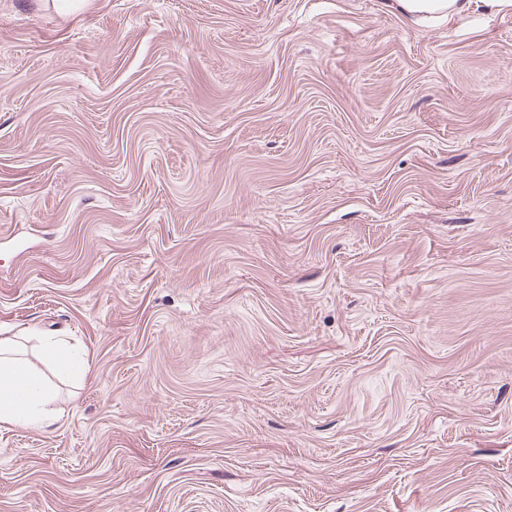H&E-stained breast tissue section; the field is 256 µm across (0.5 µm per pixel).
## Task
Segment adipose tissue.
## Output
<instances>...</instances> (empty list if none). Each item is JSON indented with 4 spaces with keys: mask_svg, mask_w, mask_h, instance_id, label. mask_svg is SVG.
Wrapping results in <instances>:
<instances>
[{
    "mask_svg": "<svg viewBox=\"0 0 512 512\" xmlns=\"http://www.w3.org/2000/svg\"><path fill=\"white\" fill-rule=\"evenodd\" d=\"M493 10L512 8V0H388L387 6L416 23L452 19L475 5ZM18 337L0 336V424L42 429L54 425V395L41 370L15 356Z\"/></svg>",
    "mask_w": 512,
    "mask_h": 512,
    "instance_id": "ef3b65f1",
    "label": "adipose tissue"
}]
</instances>
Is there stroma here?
I'll use <instances>...</instances> for the list:
<instances>
[{
    "mask_svg": "<svg viewBox=\"0 0 512 512\" xmlns=\"http://www.w3.org/2000/svg\"><path fill=\"white\" fill-rule=\"evenodd\" d=\"M1 226L0 512H512V9L0 0ZM27 337L0 336V424L47 429L57 420L50 408L54 395L41 370L14 356ZM39 359L50 364L60 374L74 371L85 372L77 359L76 353L62 337L43 336Z\"/></svg>",
    "mask_w": 512,
    "mask_h": 512,
    "instance_id": "stroma-1",
    "label": "stroma"
}]
</instances>
